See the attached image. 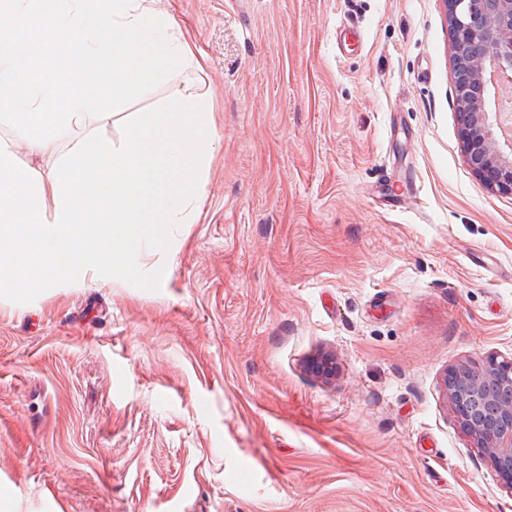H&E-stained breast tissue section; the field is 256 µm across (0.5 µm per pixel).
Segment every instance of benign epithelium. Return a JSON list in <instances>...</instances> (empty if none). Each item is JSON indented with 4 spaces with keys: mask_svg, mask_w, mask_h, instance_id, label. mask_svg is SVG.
Returning a JSON list of instances; mask_svg holds the SVG:
<instances>
[{
    "mask_svg": "<svg viewBox=\"0 0 512 512\" xmlns=\"http://www.w3.org/2000/svg\"><path fill=\"white\" fill-rule=\"evenodd\" d=\"M451 35L462 154L474 175L493 193L512 195V141L497 135L498 112L491 76L512 75V0H442ZM512 359L488 354L482 366L466 363L442 376L444 395L465 434L481 449L497 480L512 491Z\"/></svg>",
    "mask_w": 512,
    "mask_h": 512,
    "instance_id": "7a95c632",
    "label": "benign epithelium"
}]
</instances>
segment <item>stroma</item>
Segmentation results:
<instances>
[{"label":"stroma","mask_w":512,"mask_h":512,"mask_svg":"<svg viewBox=\"0 0 512 512\" xmlns=\"http://www.w3.org/2000/svg\"><path fill=\"white\" fill-rule=\"evenodd\" d=\"M157 7L204 56L201 213L159 290L0 299L7 512H512L440 386L512 357V195L464 161L441 0Z\"/></svg>","instance_id":"obj_1"}]
</instances>
